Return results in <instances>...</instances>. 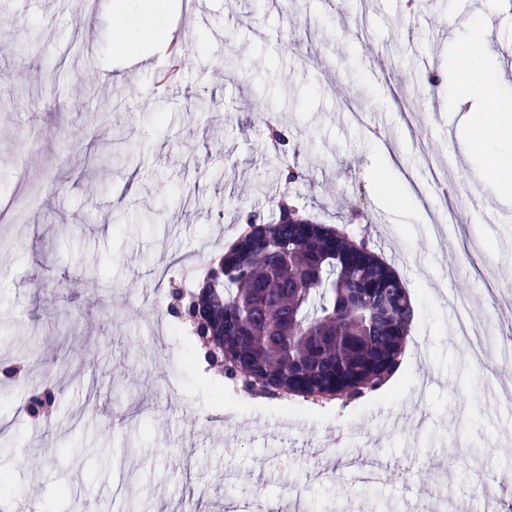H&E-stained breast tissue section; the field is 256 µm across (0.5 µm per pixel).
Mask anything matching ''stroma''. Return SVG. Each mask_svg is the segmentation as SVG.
<instances>
[{"instance_id": "obj_1", "label": "stroma", "mask_w": 512, "mask_h": 512, "mask_svg": "<svg viewBox=\"0 0 512 512\" xmlns=\"http://www.w3.org/2000/svg\"><path fill=\"white\" fill-rule=\"evenodd\" d=\"M115 2L90 0L81 28L75 0H0V195L19 159L43 191L24 223H0V366L27 364L0 377V472L20 512H204L252 490L277 512H455L487 465L512 469V386L453 330L461 282L491 336L512 300L493 285L512 265V210L484 223L468 197L493 191L458 152L459 0H209L203 23L171 0L154 21L196 50L175 91L158 79L167 48L116 38L142 0ZM423 65L446 80L421 88ZM286 161L301 173L289 185ZM285 190L304 216L368 239L415 303L397 374L346 406L234 393L189 359L188 324L156 308ZM354 206L371 222L348 224ZM432 212L448 214L443 233ZM424 358L438 380L422 390ZM43 387L57 397L45 423L24 411ZM493 388L489 411L477 397ZM387 420L400 426L365 465L398 480L321 481L303 465L330 437L337 461L357 455L355 426ZM419 471L446 495L413 496Z\"/></svg>"}]
</instances>
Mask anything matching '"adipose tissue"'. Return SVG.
<instances>
[{"mask_svg":"<svg viewBox=\"0 0 512 512\" xmlns=\"http://www.w3.org/2000/svg\"><path fill=\"white\" fill-rule=\"evenodd\" d=\"M487 25L479 19L469 22L461 34L458 63L466 72L459 88V103L476 101L460 144L466 153H495L512 144V99L503 97L496 76L488 72L490 53L485 48Z\"/></svg>","mask_w":512,"mask_h":512,"instance_id":"obj_1","label":"adipose tissue"}]
</instances>
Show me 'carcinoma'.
I'll list each match as a JSON object with an SVG mask.
<instances>
[{
    "label": "carcinoma",
    "mask_w": 512,
    "mask_h": 512,
    "mask_svg": "<svg viewBox=\"0 0 512 512\" xmlns=\"http://www.w3.org/2000/svg\"><path fill=\"white\" fill-rule=\"evenodd\" d=\"M255 215L222 255L224 277L184 292L208 366L246 392L345 403L383 388L400 367L414 304L394 270L364 241L302 217L285 199L251 238ZM54 393L32 395L36 418Z\"/></svg>",
    "instance_id": "carcinoma-1"
}]
</instances>
